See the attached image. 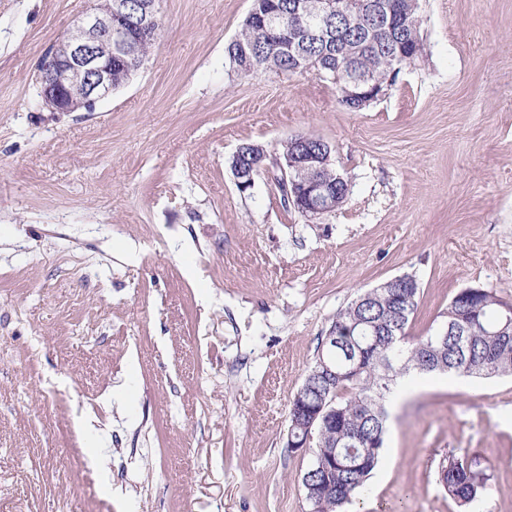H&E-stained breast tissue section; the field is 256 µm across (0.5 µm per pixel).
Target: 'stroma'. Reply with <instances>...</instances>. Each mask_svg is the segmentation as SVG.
I'll use <instances>...</instances> for the list:
<instances>
[{"label": "stroma", "instance_id": "1", "mask_svg": "<svg viewBox=\"0 0 512 512\" xmlns=\"http://www.w3.org/2000/svg\"><path fill=\"white\" fill-rule=\"evenodd\" d=\"M91 0H0V512H309L290 400L336 312L414 277L413 336L467 287L512 302V0H419L422 55L352 112L311 73H234L251 0H160L138 75L54 115L40 60ZM327 141L312 221L237 148ZM342 512H462L477 454L512 512V379L430 375ZM479 464L476 456L463 454L449 458L441 469V481L448 495L461 505L469 506V512H480L482 500L490 493V486L476 470Z\"/></svg>", "mask_w": 512, "mask_h": 512}]
</instances>
